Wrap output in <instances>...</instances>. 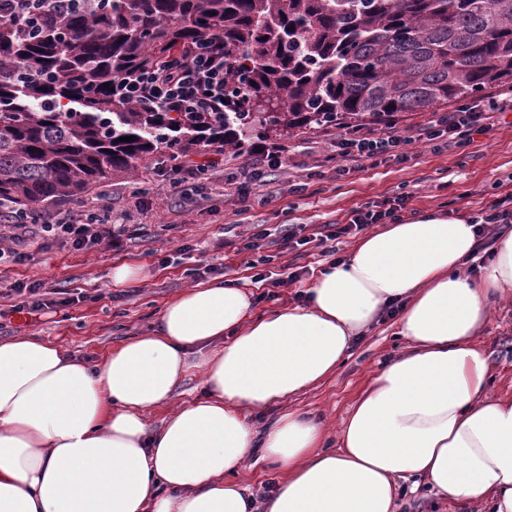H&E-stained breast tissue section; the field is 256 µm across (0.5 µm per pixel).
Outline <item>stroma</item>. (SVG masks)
Listing matches in <instances>:
<instances>
[{
	"label": "stroma",
	"mask_w": 512,
	"mask_h": 512,
	"mask_svg": "<svg viewBox=\"0 0 512 512\" xmlns=\"http://www.w3.org/2000/svg\"><path fill=\"white\" fill-rule=\"evenodd\" d=\"M428 118V113L411 112L397 120L396 130L412 139L406 162L363 159L342 177L328 160L334 150L332 134L313 131L288 139L282 145L281 168L260 189V202L245 213L239 210L232 186L226 185L223 170L209 180L204 201L196 196L186 202L171 197L147 161L134 177H115L98 185L71 200L70 208L89 207L99 195L110 196L113 214L129 215L131 240L117 249L103 245L76 251L57 246L25 264L0 258V288L37 279L72 299L70 305L28 325L13 316L0 318V339L37 336L71 357L95 363L112 347L151 331L162 308L197 283L192 270L198 265L220 269L222 280L237 282L250 292L255 289L254 273L286 276L306 267L309 274L302 281L277 287L274 298L255 303L254 310L264 314L294 305L295 292L311 286L314 272L326 260L310 251L299 255L282 249L286 225L341 223L353 210L401 195L408 198V218L438 212L475 217L490 201L512 196V124L456 142L416 139L417 129ZM317 166L323 178L308 179V171ZM298 182L303 190L292 191ZM257 224L270 231L261 248L235 254L239 239ZM184 244L195 246L193 258L181 257ZM117 264L139 268V279L113 287L110 273ZM478 341L486 351L495 392L511 398L512 292L481 328ZM405 347L392 320L382 319L333 377L290 400L288 409L321 417L330 444H337L340 421L357 395L381 364Z\"/></svg>",
	"instance_id": "35a3bbf8"
}]
</instances>
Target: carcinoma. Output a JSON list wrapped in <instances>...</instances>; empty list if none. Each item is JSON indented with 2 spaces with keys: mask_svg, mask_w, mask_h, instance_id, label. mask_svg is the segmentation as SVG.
Instances as JSON below:
<instances>
[{
  "mask_svg": "<svg viewBox=\"0 0 512 512\" xmlns=\"http://www.w3.org/2000/svg\"><path fill=\"white\" fill-rule=\"evenodd\" d=\"M213 40L231 108L218 123L181 126L111 91ZM504 85L512 0H26V20L0 16V208L33 222L204 139L388 123Z\"/></svg>",
  "mask_w": 512,
  "mask_h": 512,
  "instance_id": "obj_1",
  "label": "carcinoma"
}]
</instances>
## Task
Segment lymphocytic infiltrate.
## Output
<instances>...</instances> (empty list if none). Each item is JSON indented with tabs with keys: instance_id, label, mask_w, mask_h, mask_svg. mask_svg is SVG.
<instances>
[{
	"instance_id": "1",
	"label": "lymphocytic infiltrate",
	"mask_w": 512,
	"mask_h": 512,
	"mask_svg": "<svg viewBox=\"0 0 512 512\" xmlns=\"http://www.w3.org/2000/svg\"><path fill=\"white\" fill-rule=\"evenodd\" d=\"M225 90L224 47L203 44L193 46L186 54L153 71L124 79L118 93L146 111L167 112L183 118L194 112L223 113ZM506 112H512V97L492 103L474 100L454 113L434 116L422 129L421 136L430 141H452L462 135L484 134L494 127L498 115ZM409 143V137L394 131L365 126L348 129L336 137V173L349 174L351 163L363 158L406 159L405 148ZM199 152L200 159L189 158L173 165L163 157L155 160L154 167L171 195L187 196L191 181L211 170L212 164L206 158L207 147H200ZM262 157V162L241 164L231 177L241 211L250 210L257 189L266 184L270 171L281 166L279 152L266 150ZM404 204V198L393 197L354 211L344 224H324L314 230L299 224L289 228L282 242L291 250H301L312 243L322 247L326 242L358 234L375 224L397 223ZM127 234L126 222L111 215L94 222L82 210H57L43 217L37 250L46 252L60 244L82 251L104 242L117 248L122 246ZM6 294L13 303L9 310L0 309V318L10 313L33 321L57 304L52 289L41 281L12 284Z\"/></svg>"
}]
</instances>
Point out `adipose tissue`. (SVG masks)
I'll return each instance as SVG.
<instances>
[{
  "label": "adipose tissue",
  "instance_id": "adipose-tissue-1",
  "mask_svg": "<svg viewBox=\"0 0 512 512\" xmlns=\"http://www.w3.org/2000/svg\"><path fill=\"white\" fill-rule=\"evenodd\" d=\"M476 244L462 215L387 224L321 270L305 304L254 317L245 289L192 286L99 363L37 336L0 340V512H396L406 475L512 512V398L491 393L476 340L512 290V229L473 277ZM391 306L408 348L358 394L338 449L301 412L252 430L244 409L333 376ZM195 371L204 395L173 405ZM255 455L282 474L261 504L236 479Z\"/></svg>",
  "mask_w": 512,
  "mask_h": 512
}]
</instances>
